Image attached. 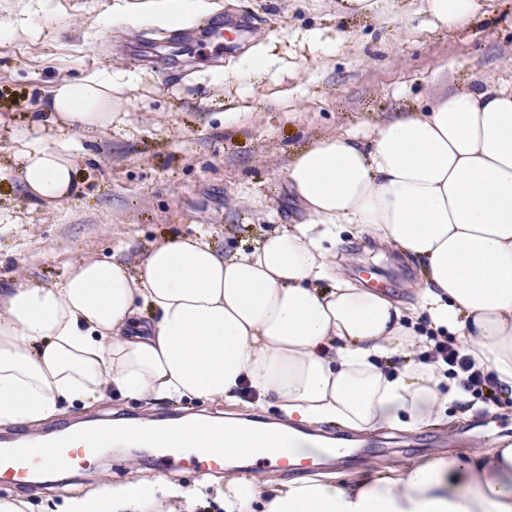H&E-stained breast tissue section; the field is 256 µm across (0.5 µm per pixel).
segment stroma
Listing matches in <instances>:
<instances>
[{"instance_id":"35a3bbf8","label":"stroma","mask_w":512,"mask_h":512,"mask_svg":"<svg viewBox=\"0 0 512 512\" xmlns=\"http://www.w3.org/2000/svg\"><path fill=\"white\" fill-rule=\"evenodd\" d=\"M204 21L238 27L232 50L221 52L202 21L178 28L132 20L145 0H0V290L17 283L55 285L80 261L117 256L137 266L170 236L206 231L218 249L250 247L261 234L305 221L287 180L290 157L319 137L367 136L372 129L448 94L470 74L497 85L512 81V9L459 31L435 28L424 0H375L365 16L343 0H217ZM44 16L39 35L22 28L27 13ZM249 53L267 57L256 78L240 70ZM103 71L137 72L136 83L112 86V124L69 128L43 103L58 82ZM62 147L74 167L76 193L61 202L32 200L20 162L38 147ZM344 276L410 302L420 264L401 251L347 232L340 247ZM226 416L270 424L272 406L145 403L121 395L63 405L35 425H0L46 439L74 419L137 417L154 425L159 414ZM448 418L405 431L359 436L361 455L337 465L314 458L308 472L350 481L364 473L401 471L438 455L492 447L512 437V403L470 416L449 404ZM163 476L213 501L217 484L190 471L160 472L150 455L114 446L97 471L52 473L53 486L18 496L27 512H69L70 499L98 484Z\"/></svg>"}]
</instances>
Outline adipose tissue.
I'll use <instances>...</instances> for the list:
<instances>
[{"label":"adipose tissue","instance_id":"obj_1","mask_svg":"<svg viewBox=\"0 0 512 512\" xmlns=\"http://www.w3.org/2000/svg\"><path fill=\"white\" fill-rule=\"evenodd\" d=\"M491 0H425L434 27L486 16ZM208 0H150L151 23L178 27ZM109 72L63 80L48 106L64 121L112 123ZM25 189L58 202L73 188L61 150L22 160ZM291 192L308 219L265 233L251 251L173 236L137 269L120 259L76 264L57 286L0 294V423L38 424L62 404L118 392L150 401L242 405L252 391L284 424L279 447L308 452L302 430H412L471 397L444 367L419 361L429 334L457 336L478 367L512 391V82L471 76L373 129L296 151ZM365 233L422 265L414 302L336 271L344 232ZM224 512H512V441L397 475L349 484L328 473L278 484L263 473L224 480ZM195 489L164 479L75 499L72 512H193Z\"/></svg>","mask_w":512,"mask_h":512}]
</instances>
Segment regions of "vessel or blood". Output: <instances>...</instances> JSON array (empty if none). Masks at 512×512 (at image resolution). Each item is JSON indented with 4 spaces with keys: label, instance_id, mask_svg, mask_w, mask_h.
<instances>
[{
    "label": "vessel or blood",
    "instance_id": "b4317fda",
    "mask_svg": "<svg viewBox=\"0 0 512 512\" xmlns=\"http://www.w3.org/2000/svg\"><path fill=\"white\" fill-rule=\"evenodd\" d=\"M112 439L111 430H103L94 438L81 430L49 441H34L19 436L0 444V485L30 487L49 462L56 457L64 458L70 469L77 473L94 470L106 452ZM154 461L163 470L187 469L196 473L217 471L224 467V453L213 448H192L184 438H168L165 446L157 448ZM265 462L276 470H299L301 457L287 451L272 448Z\"/></svg>",
    "mask_w": 512,
    "mask_h": 512
}]
</instances>
